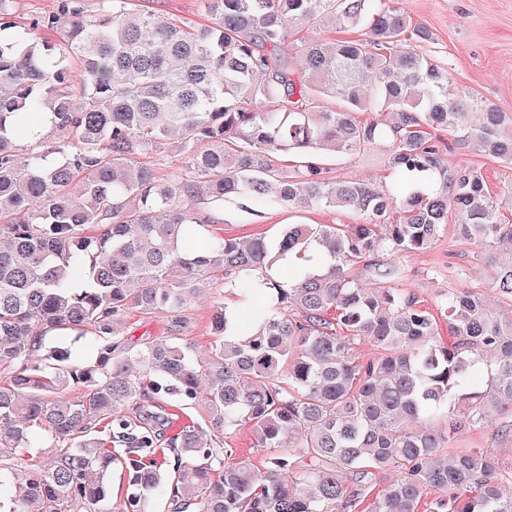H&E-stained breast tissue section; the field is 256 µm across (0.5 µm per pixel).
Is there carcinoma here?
Listing matches in <instances>:
<instances>
[{
  "instance_id": "1",
  "label": "carcinoma",
  "mask_w": 512,
  "mask_h": 512,
  "mask_svg": "<svg viewBox=\"0 0 512 512\" xmlns=\"http://www.w3.org/2000/svg\"><path fill=\"white\" fill-rule=\"evenodd\" d=\"M13 2L0 0V512H112L114 465L136 489L124 512L154 498L351 512L377 484L366 512H419L428 487L437 512H512L488 449L445 451L512 404V314L467 288L431 309L399 285L397 259L452 214L512 301V224L436 136L510 164L512 117L456 86L430 31L397 0H207L206 23L140 0H58L22 23ZM338 23L363 37L288 42ZM169 141L182 170L162 178L140 158ZM381 144L389 186L323 167ZM228 201L361 222L197 247L221 223L201 210ZM218 283L247 318L211 301L217 340L201 352L186 311ZM132 311L163 316L166 335L130 345ZM88 336L86 359L74 343ZM361 342L376 358L358 361ZM156 400L202 421L162 441L129 416ZM244 425L270 450L262 469L224 447ZM30 448L50 462L13 471Z\"/></svg>"
}]
</instances>
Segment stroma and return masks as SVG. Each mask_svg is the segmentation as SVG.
<instances>
[{"label":"stroma","mask_w":512,"mask_h":512,"mask_svg":"<svg viewBox=\"0 0 512 512\" xmlns=\"http://www.w3.org/2000/svg\"><path fill=\"white\" fill-rule=\"evenodd\" d=\"M412 22L425 25L433 34L431 54L447 65L459 86L475 91L483 99L512 116V0H400ZM449 167L466 165L483 174L490 195L499 204L502 223L512 224V164L502 163L478 149L446 151ZM383 149L367 155H352L327 160L331 176L361 180L382 186L390 183L391 172L384 162ZM354 213L326 211L295 212L285 208L264 211L255 216L240 210L237 203L224 206V221L215 232L249 240L274 237L284 225L353 224ZM477 246L460 239L448 230L425 251L400 258L405 270L403 284L424 305L430 306L451 288H467L490 297L492 306L501 313L512 311V302L496 297L483 262L477 260ZM463 270V278H453V270ZM461 448L491 449L499 470L512 474V434L502 433L499 422L464 432L457 442Z\"/></svg>","instance_id":"stroma-1"}]
</instances>
